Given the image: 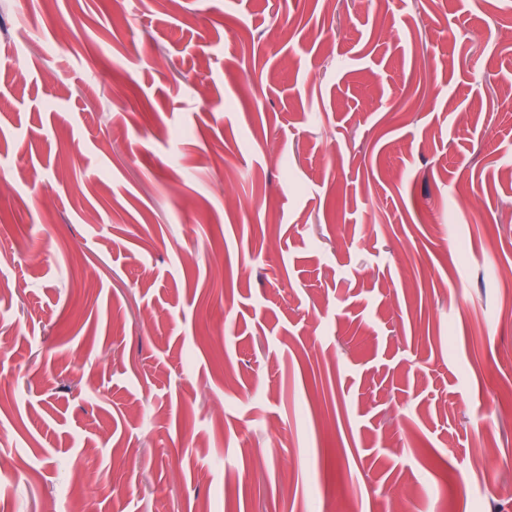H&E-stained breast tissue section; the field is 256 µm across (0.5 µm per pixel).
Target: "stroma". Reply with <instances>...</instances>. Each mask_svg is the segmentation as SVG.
Returning a JSON list of instances; mask_svg holds the SVG:
<instances>
[{
  "label": "stroma",
  "mask_w": 512,
  "mask_h": 512,
  "mask_svg": "<svg viewBox=\"0 0 512 512\" xmlns=\"http://www.w3.org/2000/svg\"><path fill=\"white\" fill-rule=\"evenodd\" d=\"M0 512H512V0H0Z\"/></svg>",
  "instance_id": "obj_1"
}]
</instances>
